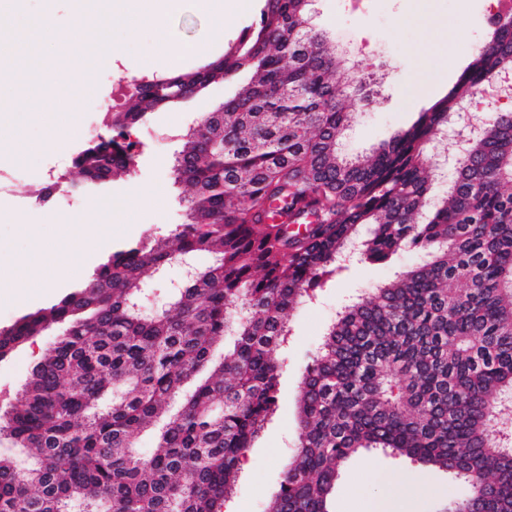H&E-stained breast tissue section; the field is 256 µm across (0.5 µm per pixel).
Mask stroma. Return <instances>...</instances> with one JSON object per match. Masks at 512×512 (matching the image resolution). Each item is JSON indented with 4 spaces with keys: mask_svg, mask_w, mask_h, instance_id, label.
<instances>
[{
    "mask_svg": "<svg viewBox=\"0 0 512 512\" xmlns=\"http://www.w3.org/2000/svg\"><path fill=\"white\" fill-rule=\"evenodd\" d=\"M122 6V0H0V30L36 28L41 55L47 60L58 51L59 32L77 23L82 26L69 45L68 68L50 72L37 97L20 80L25 55L0 47V171L22 172L20 182L0 191V272L10 273L35 256L57 274L65 265L79 262V278L84 280L112 247L160 237L187 219L189 189L175 179L174 158L187 130L202 115L218 109L235 92V85L218 81L187 101L152 112L145 124L127 132L135 145L130 170L111 177L87 203L69 206L63 195L79 179L73 156L93 136L108 132L104 113L89 111L87 101L95 96L112 101L113 111H122V104L112 100L114 91L135 78L167 76L169 71L162 66L167 47L200 45L198 54L179 56L174 69L196 71L221 58L228 43L259 12L228 17L220 39L214 34L212 15L200 8L198 0H183L180 9L164 16L158 26L130 28L117 23L103 29L101 15ZM486 7V0H316L314 26L350 49L358 71L383 78L379 93L361 107L344 134L342 146L348 154L376 150L447 93L470 60L465 40L487 37ZM422 42L430 49L424 61L413 53ZM104 43L119 54V61L88 68L90 47ZM17 123L24 127L27 146L20 160L12 135ZM50 176L60 194L45 202L40 195ZM51 212L75 219L69 234L76 248L63 244L59 225L47 220ZM85 224L103 225V240L92 241L81 230ZM412 259V253L404 252L387 262H360L316 301L292 312L293 336L279 378L278 406L250 448L225 512H261L278 490L298 434L296 401L303 373L341 305L372 294L394 271L410 266ZM74 286L70 280L45 294L1 297L0 327L48 306ZM54 339V333H46L0 362V412L20 399L33 365ZM397 476L407 482L402 493L412 499L411 512H441L448 496L447 474L380 453H364L348 462L336 485L334 512H362L365 502L392 495L390 480Z\"/></svg>",
    "mask_w": 512,
    "mask_h": 512,
    "instance_id": "stroma-1",
    "label": "stroma"
}]
</instances>
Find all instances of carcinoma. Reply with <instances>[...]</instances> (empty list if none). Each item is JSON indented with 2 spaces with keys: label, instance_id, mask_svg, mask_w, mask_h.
<instances>
[{
  "label": "carcinoma",
  "instance_id": "carcinoma-1",
  "mask_svg": "<svg viewBox=\"0 0 512 512\" xmlns=\"http://www.w3.org/2000/svg\"><path fill=\"white\" fill-rule=\"evenodd\" d=\"M307 20L305 0H265L224 56L163 83L143 78L111 117L133 127L246 75L176 159L192 189L186 222L113 250L75 291L0 329L4 360L63 326L0 414V436L30 460L0 455V512H223L278 402L291 312L355 261L401 251L422 258L327 327L265 512H332L345 466L372 450L451 475L443 512H512V112L483 122L443 195L431 194L425 152L491 72L512 70V14L441 101L356 157L340 150L357 116L341 58ZM75 165L77 188L95 189L131 162L101 137ZM198 253L213 264L143 310L147 279ZM154 429L143 456L134 439Z\"/></svg>",
  "mask_w": 512,
  "mask_h": 512
}]
</instances>
